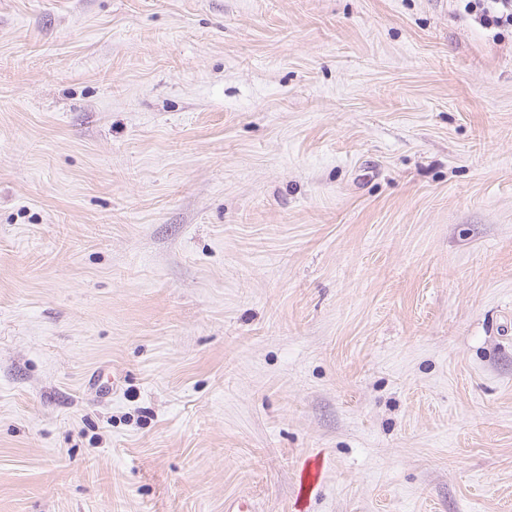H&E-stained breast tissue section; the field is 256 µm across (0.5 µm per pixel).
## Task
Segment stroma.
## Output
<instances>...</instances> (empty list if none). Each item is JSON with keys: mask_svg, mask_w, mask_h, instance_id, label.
Returning a JSON list of instances; mask_svg holds the SVG:
<instances>
[{"mask_svg": "<svg viewBox=\"0 0 512 512\" xmlns=\"http://www.w3.org/2000/svg\"><path fill=\"white\" fill-rule=\"evenodd\" d=\"M233 498L512 512V26L0 0V512Z\"/></svg>", "mask_w": 512, "mask_h": 512, "instance_id": "obj_1", "label": "stroma"}]
</instances>
